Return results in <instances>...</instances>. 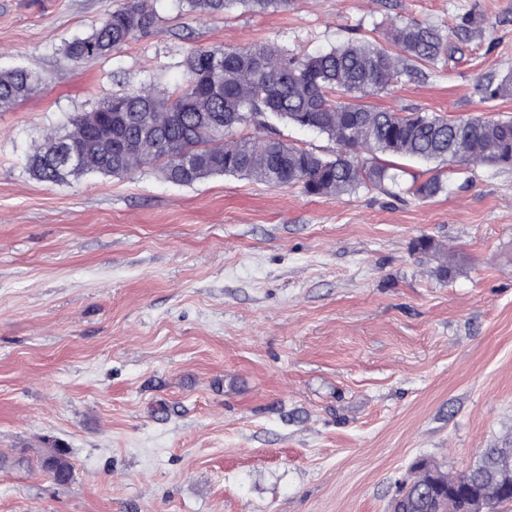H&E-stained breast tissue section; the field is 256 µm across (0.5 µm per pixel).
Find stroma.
<instances>
[{"instance_id":"stroma-1","label":"stroma","mask_w":512,"mask_h":512,"mask_svg":"<svg viewBox=\"0 0 512 512\" xmlns=\"http://www.w3.org/2000/svg\"><path fill=\"white\" fill-rule=\"evenodd\" d=\"M122 2L0 0V72L41 77L0 108V512H390L417 460L459 474L512 447V169L419 200L27 164L70 115L181 83L190 49L315 53L401 19L449 35L474 4L482 41L368 103L512 117L475 91L512 71V0H154L157 32L71 61ZM55 446L64 484L38 463ZM187 13H227L245 7L257 13H284L293 9L294 0H178Z\"/></svg>"}]
</instances>
